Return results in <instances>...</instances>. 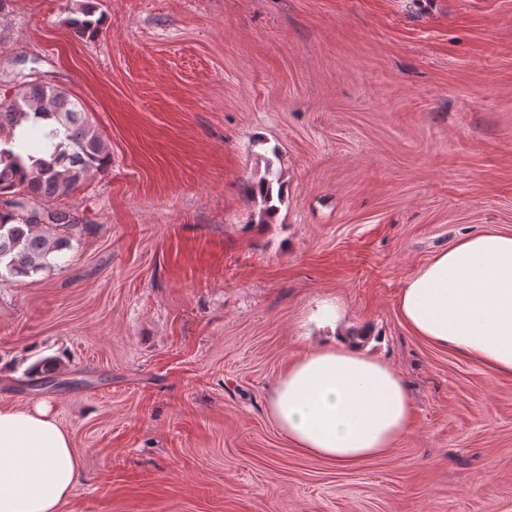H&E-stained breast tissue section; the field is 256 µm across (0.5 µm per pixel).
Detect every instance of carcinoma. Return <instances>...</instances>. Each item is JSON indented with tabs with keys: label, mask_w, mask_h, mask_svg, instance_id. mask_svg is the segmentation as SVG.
<instances>
[{
	"label": "carcinoma",
	"mask_w": 512,
	"mask_h": 512,
	"mask_svg": "<svg viewBox=\"0 0 512 512\" xmlns=\"http://www.w3.org/2000/svg\"><path fill=\"white\" fill-rule=\"evenodd\" d=\"M79 37L98 35L102 18L87 8L68 20ZM110 161L102 140L80 102L65 90L23 82L0 99V277L20 278L51 265L50 255L69 245L77 226L55 219L49 202L73 192L93 171ZM51 358L35 363L29 381L39 387L53 381Z\"/></svg>",
	"instance_id": "1"
}]
</instances>
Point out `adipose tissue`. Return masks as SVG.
<instances>
[{
  "label": "adipose tissue",
  "instance_id": "1",
  "mask_svg": "<svg viewBox=\"0 0 512 512\" xmlns=\"http://www.w3.org/2000/svg\"><path fill=\"white\" fill-rule=\"evenodd\" d=\"M403 323L434 346L512 374V233L458 240L403 284ZM269 413L303 453L338 468L387 454L410 426L401 376L361 341L333 331L276 380ZM79 461L49 405L0 408V512H60Z\"/></svg>",
  "mask_w": 512,
  "mask_h": 512
}]
</instances>
